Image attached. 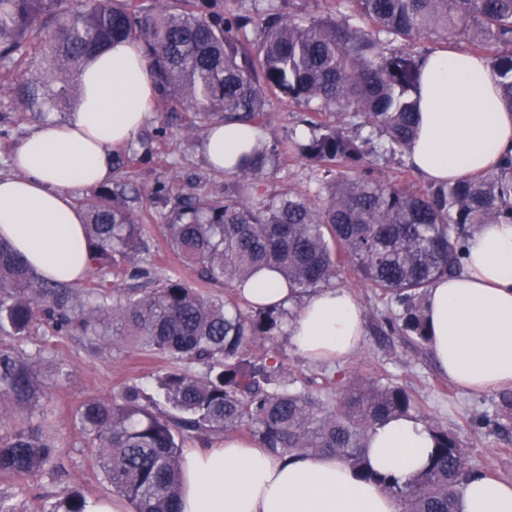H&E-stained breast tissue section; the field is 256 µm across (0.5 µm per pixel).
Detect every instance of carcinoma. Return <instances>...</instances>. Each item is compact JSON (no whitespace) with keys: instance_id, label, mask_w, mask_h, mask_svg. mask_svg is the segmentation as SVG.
<instances>
[{"instance_id":"1","label":"carcinoma","mask_w":512,"mask_h":512,"mask_svg":"<svg viewBox=\"0 0 512 512\" xmlns=\"http://www.w3.org/2000/svg\"><path fill=\"white\" fill-rule=\"evenodd\" d=\"M0 0V85L25 109L42 112L77 97L78 78L96 51L119 40L143 42L159 105L189 116L194 133L214 123L266 125L267 93L313 107L310 134L291 152L330 176L308 193L270 194L264 177L278 153L257 139L222 191L200 198L178 188L179 176L157 182L167 243L182 264L224 297L204 295L179 276L156 280L132 203L139 190L100 185L78 200L85 213L89 271L143 279L144 289L74 296L69 285L40 277L11 242L0 238V330L18 338L44 318L91 336L132 344L184 364L156 379V394L126 385L110 402L91 400L77 424L97 442L113 493L132 512H178L184 445L203 446L242 433L286 458L321 453L366 478L369 432L415 408L404 387L372 378L338 387L332 378L314 393L287 372L270 346L285 334L282 306L243 310L238 287L274 268L300 297L336 287L342 268L358 271L389 305L373 325L383 336L427 344L428 288L460 270L464 241L480 224L512 223V154L472 180L415 191L372 177L371 158L405 152L417 128L414 92L430 40L466 44L490 64L504 104L512 108V0H313L314 14L268 0L262 13L224 7V0ZM367 129L351 135L346 125ZM385 139L377 144L372 134ZM263 351L256 353V347ZM32 366L0 359V401L15 403V428L0 440V473L44 469L52 445L26 422L37 403ZM436 447L426 470L385 483L399 512H458L460 488L476 470L463 442L432 426ZM48 512H86L77 490Z\"/></svg>"}]
</instances>
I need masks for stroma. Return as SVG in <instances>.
Segmentation results:
<instances>
[{
	"label": "stroma",
	"instance_id": "stroma-1",
	"mask_svg": "<svg viewBox=\"0 0 512 512\" xmlns=\"http://www.w3.org/2000/svg\"><path fill=\"white\" fill-rule=\"evenodd\" d=\"M266 110L269 133L279 141L308 134L305 121L310 112L305 105L272 94ZM39 123L37 116L17 107L12 92L0 90V175L10 173L12 152ZM136 139L139 158L114 171L112 179L142 191L135 209L151 247L150 259L157 278L177 274L195 281L193 269L183 266L170 250L162 211L153 203L149 190L155 181L167 179L175 172L187 191L204 197L223 189L233 176L209 166L201 149L203 136L187 133L183 113L154 115ZM265 183L275 193H305L316 186L312 166L295 155L281 157L268 171ZM342 285L364 311L367 329L362 346L339 363L313 362L294 348L289 336H281L278 346L292 374L310 382L315 389L331 376L375 378L405 386L415 397L416 415L426 416L461 437L470 467L512 481V422L504 428H490L477 434L467 426L473 415H495L496 394L463 393L438 371L428 347L398 336L376 334L372 324L385 312V304L371 289L361 285L355 273L343 272ZM3 355L31 358L40 398L30 421L43 426L55 453L37 474H0V498L9 500L16 512H36L40 505L57 502L71 488L79 489L89 502L111 497L112 490L101 473L100 451L77 425L75 414L86 401L111 399L114 392L127 384L154 393L157 375L171 368V361L47 323L22 339L0 332V356Z\"/></svg>",
	"mask_w": 512,
	"mask_h": 512
}]
</instances>
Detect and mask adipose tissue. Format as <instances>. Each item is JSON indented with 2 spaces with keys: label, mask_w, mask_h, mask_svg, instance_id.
<instances>
[{
  "label": "adipose tissue",
  "mask_w": 512,
  "mask_h": 512,
  "mask_svg": "<svg viewBox=\"0 0 512 512\" xmlns=\"http://www.w3.org/2000/svg\"><path fill=\"white\" fill-rule=\"evenodd\" d=\"M81 94L65 121L37 127L13 153V175L0 177V238L42 277L80 284L89 268L84 217L74 198L108 182L112 152L127 146L154 111L156 93L137 40L96 53L80 75ZM240 123L208 128L203 152L234 171L259 138ZM512 148V109L504 105L488 62L445 50L423 60L417 134L409 165L426 181L455 183L495 167ZM254 305L293 296L265 270L241 290ZM428 347L438 369L464 391L512 387V224H483L466 240L457 273L429 288ZM296 350L313 361L350 356L364 335L362 309L343 288L306 295L289 326ZM434 432L404 414L376 425L366 441L373 480L322 454L280 459L243 436L183 454L181 512H397L383 480L406 482L424 469ZM459 512H512V482L482 475L462 487Z\"/></svg>",
  "instance_id": "1"
}]
</instances>
